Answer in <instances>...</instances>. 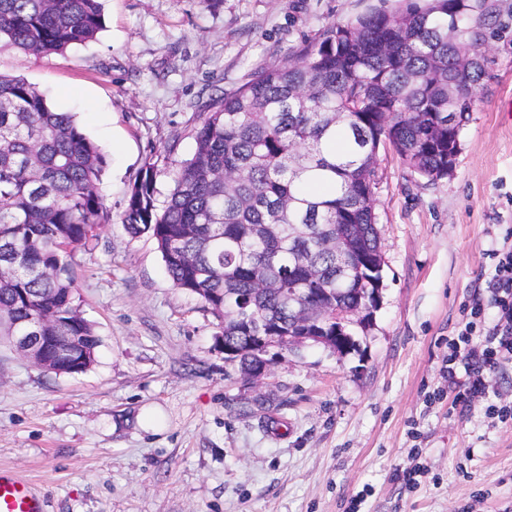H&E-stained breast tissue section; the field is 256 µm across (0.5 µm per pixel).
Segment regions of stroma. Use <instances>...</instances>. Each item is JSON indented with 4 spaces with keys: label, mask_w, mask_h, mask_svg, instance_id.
I'll use <instances>...</instances> for the list:
<instances>
[{
    "label": "stroma",
    "mask_w": 512,
    "mask_h": 512,
    "mask_svg": "<svg viewBox=\"0 0 512 512\" xmlns=\"http://www.w3.org/2000/svg\"><path fill=\"white\" fill-rule=\"evenodd\" d=\"M448 177L429 183L379 152L383 306L357 352L282 354L259 385L224 360L221 328L176 288L149 235L121 213L145 163L166 197L210 99L331 22L380 0H104L95 40L49 56L0 50L106 154L109 223L72 270L101 345L78 375L46 372L0 342V469L48 512H512V362L461 405L442 376L448 339L512 237V0ZM418 448L421 483L400 471Z\"/></svg>",
    "instance_id": "1"
}]
</instances>
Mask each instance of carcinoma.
Listing matches in <instances>:
<instances>
[{"instance_id":"obj_1","label":"carcinoma","mask_w":512,"mask_h":512,"mask_svg":"<svg viewBox=\"0 0 512 512\" xmlns=\"http://www.w3.org/2000/svg\"><path fill=\"white\" fill-rule=\"evenodd\" d=\"M495 13L490 0H398L330 23L206 105L194 153L161 204L158 168L145 164L122 223L150 234L174 286L218 320L241 375L256 361L243 317L286 336L295 306L307 304L332 332L336 310L366 300L368 274L336 249V234L353 226L359 248L378 249L380 147L420 177L460 152ZM103 24L100 0H0V49L62 54ZM462 47L477 57L463 74ZM450 77L461 85L453 101ZM106 165L70 113L0 74V336L10 342L49 313L57 335L80 337L76 374L94 363L100 338L69 258L108 218L98 191Z\"/></svg>"}]
</instances>
